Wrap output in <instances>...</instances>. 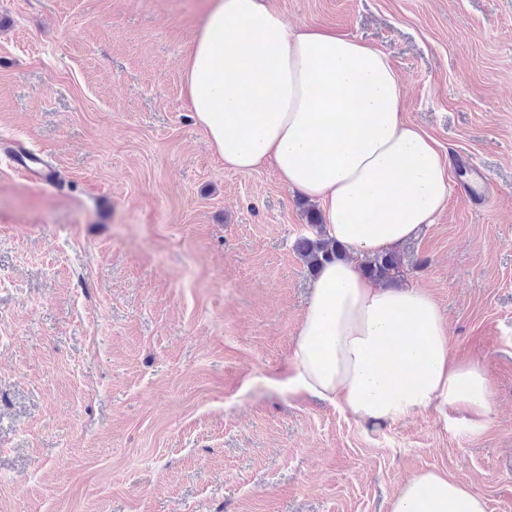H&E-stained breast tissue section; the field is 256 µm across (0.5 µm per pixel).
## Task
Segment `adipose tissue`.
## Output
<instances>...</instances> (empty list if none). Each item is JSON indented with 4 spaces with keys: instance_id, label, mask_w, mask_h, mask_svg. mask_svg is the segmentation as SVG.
<instances>
[{
    "instance_id": "obj_1",
    "label": "adipose tissue",
    "mask_w": 512,
    "mask_h": 512,
    "mask_svg": "<svg viewBox=\"0 0 512 512\" xmlns=\"http://www.w3.org/2000/svg\"><path fill=\"white\" fill-rule=\"evenodd\" d=\"M197 123L226 166H271L320 204L326 238L349 255L311 284L286 384L353 416L396 422L434 409L481 425L485 365L451 354L447 320L423 289L369 280L361 263L414 238L444 208L446 164L408 123L387 56L327 28L293 27L265 0H211L183 64ZM392 512H486L438 471L407 478Z\"/></svg>"
}]
</instances>
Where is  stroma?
<instances>
[{"label": "stroma", "instance_id": "stroma-1", "mask_svg": "<svg viewBox=\"0 0 512 512\" xmlns=\"http://www.w3.org/2000/svg\"><path fill=\"white\" fill-rule=\"evenodd\" d=\"M269 3L382 51L451 183L483 173L400 253L491 413L374 423L284 385L309 202L195 122L206 0H0V512H391L426 470L512 512V0ZM13 162L16 165V171L22 175L29 182H39L41 180H49L52 171L44 165L45 169L38 167V162L33 158H26L24 156L13 157ZM37 163V164H36Z\"/></svg>", "mask_w": 512, "mask_h": 512}]
</instances>
